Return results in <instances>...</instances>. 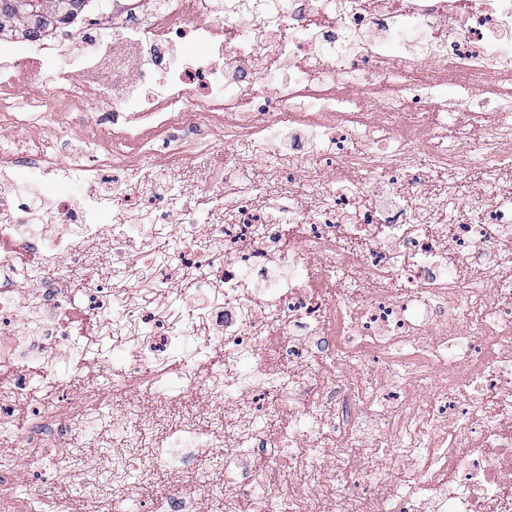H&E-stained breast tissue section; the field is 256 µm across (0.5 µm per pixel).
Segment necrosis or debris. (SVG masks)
<instances>
[{
	"mask_svg": "<svg viewBox=\"0 0 512 512\" xmlns=\"http://www.w3.org/2000/svg\"><path fill=\"white\" fill-rule=\"evenodd\" d=\"M114 0L93 19L98 37L73 67L54 45L19 42L0 63V102L51 71L53 94L80 103L93 84L123 85L137 67L141 88L112 108H93L112 133L93 164L31 153L15 143L0 154V512H69L53 480H15L19 460L37 464L44 448L74 433L99 435L102 417L123 427L120 400L151 405L161 419V466L213 448L224 451L225 512L246 498L255 512H512V93L485 95L488 77L512 78V0ZM186 45L177 64L166 57ZM221 54L223 64L212 61ZM443 62L472 82L412 80ZM492 109L489 132L471 140L443 97ZM382 103L385 120L355 119L363 102ZM433 112L455 128L459 148L423 151L395 118ZM198 141L193 198L175 199L172 160ZM230 146L216 163L213 142ZM315 156L331 170L309 173ZM482 186L465 189L462 164ZM303 181V194L258 184ZM388 176L371 185L374 169ZM350 182L336 183L335 170ZM447 175L432 186L433 172ZM93 182L85 197L59 185ZM472 221L451 225L456 205ZM111 223H104V214ZM168 237L164 258L154 239ZM111 274L74 292L67 278L100 247ZM360 262L362 300L332 294ZM197 273L193 295L177 296L180 274ZM490 283H483L482 274ZM136 310L109 386L74 390L60 374L58 396L35 401L37 376L61 358L87 365L90 323L111 336L116 306ZM210 323L223 367L170 371L189 334L184 310ZM196 397L198 410L183 404ZM337 435L334 447L323 443ZM357 443L379 460L370 481L347 453ZM267 452L271 474L248 455ZM112 497L88 512H130L125 477L140 470L135 446L121 451ZM349 473L346 483L329 470ZM409 481L397 485L395 470ZM206 490L180 480L150 512H203Z\"/></svg>",
	"mask_w": 512,
	"mask_h": 512,
	"instance_id": "obj_1",
	"label": "necrosis or debris"
}]
</instances>
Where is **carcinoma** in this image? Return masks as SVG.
I'll list each match as a JSON object with an SVG mask.
<instances>
[{
    "label": "carcinoma",
    "mask_w": 512,
    "mask_h": 512,
    "mask_svg": "<svg viewBox=\"0 0 512 512\" xmlns=\"http://www.w3.org/2000/svg\"><path fill=\"white\" fill-rule=\"evenodd\" d=\"M88 0H0V32L34 36L56 23H71Z\"/></svg>",
    "instance_id": "cac0c4a2"
}]
</instances>
